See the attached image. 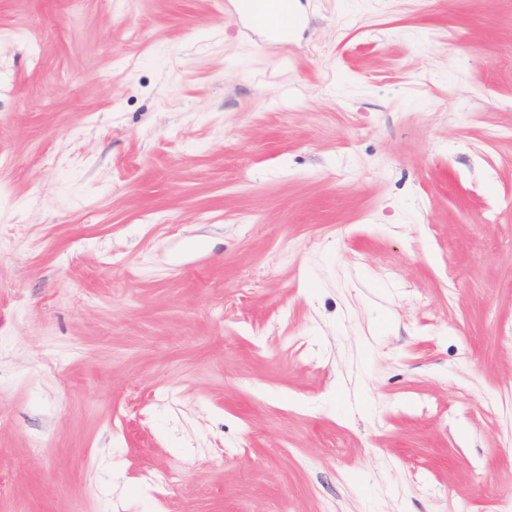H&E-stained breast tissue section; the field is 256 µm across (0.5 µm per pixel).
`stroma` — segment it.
<instances>
[{
  "label": "stroma",
  "mask_w": 512,
  "mask_h": 512,
  "mask_svg": "<svg viewBox=\"0 0 512 512\" xmlns=\"http://www.w3.org/2000/svg\"><path fill=\"white\" fill-rule=\"evenodd\" d=\"M295 9L0 0V512L512 504V0ZM242 11L264 20L276 34H285L297 23L293 0H238Z\"/></svg>",
  "instance_id": "obj_1"
}]
</instances>
